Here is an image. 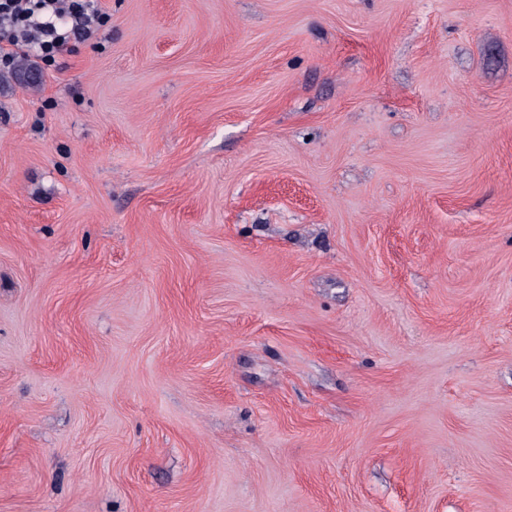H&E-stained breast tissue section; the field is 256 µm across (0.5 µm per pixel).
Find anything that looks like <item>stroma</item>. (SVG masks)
<instances>
[{"instance_id":"stroma-1","label":"stroma","mask_w":512,"mask_h":512,"mask_svg":"<svg viewBox=\"0 0 512 512\" xmlns=\"http://www.w3.org/2000/svg\"><path fill=\"white\" fill-rule=\"evenodd\" d=\"M0 67V512H512V0H99Z\"/></svg>"}]
</instances>
